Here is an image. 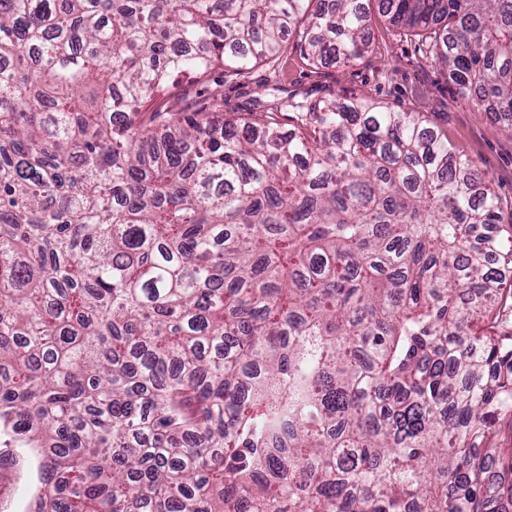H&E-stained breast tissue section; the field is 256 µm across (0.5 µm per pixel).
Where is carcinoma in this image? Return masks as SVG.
Masks as SVG:
<instances>
[{
	"mask_svg": "<svg viewBox=\"0 0 512 512\" xmlns=\"http://www.w3.org/2000/svg\"><path fill=\"white\" fill-rule=\"evenodd\" d=\"M378 6L512 135V0ZM367 29L361 0H0V468L40 449L30 512L512 507L489 181L365 95L221 123L192 94Z\"/></svg>",
	"mask_w": 512,
	"mask_h": 512,
	"instance_id": "obj_1",
	"label": "carcinoma"
}]
</instances>
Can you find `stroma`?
<instances>
[{"label":"stroma","mask_w":512,"mask_h":512,"mask_svg":"<svg viewBox=\"0 0 512 512\" xmlns=\"http://www.w3.org/2000/svg\"><path fill=\"white\" fill-rule=\"evenodd\" d=\"M369 16V48L349 64L313 65L299 46H290L276 65L259 64L241 76L215 72L224 85L227 108H238L241 87L261 101L277 88L319 98L330 94H365L394 109L420 113L427 125L447 135L449 143L489 177L500 198V221L512 224V135L499 130L492 115L462 98L447 71L423 56L421 43L401 37L376 0H362Z\"/></svg>","instance_id":"obj_1"}]
</instances>
